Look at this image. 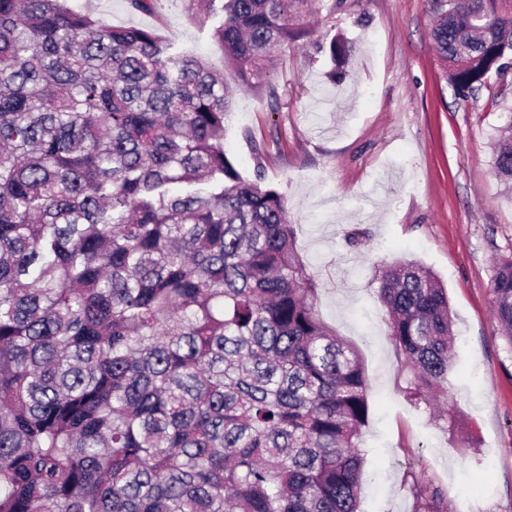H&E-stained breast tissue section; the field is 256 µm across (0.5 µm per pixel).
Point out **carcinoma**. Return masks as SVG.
<instances>
[{"instance_id": "cac0c4a2", "label": "carcinoma", "mask_w": 512, "mask_h": 512, "mask_svg": "<svg viewBox=\"0 0 512 512\" xmlns=\"http://www.w3.org/2000/svg\"><path fill=\"white\" fill-rule=\"evenodd\" d=\"M242 86L311 0H188ZM449 81L512 68V9L431 0ZM224 73L69 0H0V512H358L360 357L316 314L285 200L224 151ZM512 191V133L494 145ZM512 349V259L491 281ZM378 296L417 402L454 321L416 261ZM414 512L448 492L414 480Z\"/></svg>"}]
</instances>
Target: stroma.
Instances as JSON below:
<instances>
[{
	"instance_id": "35a3bbf8",
	"label": "stroma",
	"mask_w": 512,
	"mask_h": 512,
	"mask_svg": "<svg viewBox=\"0 0 512 512\" xmlns=\"http://www.w3.org/2000/svg\"><path fill=\"white\" fill-rule=\"evenodd\" d=\"M107 23L151 26L223 68L222 46L183 0L132 12L72 0ZM310 38L279 50V100L241 88L224 149L282 193L318 317L359 353L368 382L361 512H413L412 477L448 492V512H512V350L490 284L512 259V194L492 144L512 119V71L455 94L430 39V0H317ZM342 54H333L334 44ZM414 260L448 290L455 360L448 416L416 407L377 291L384 266Z\"/></svg>"
}]
</instances>
